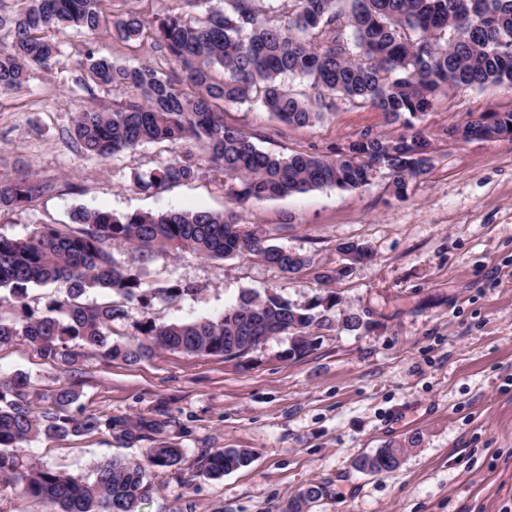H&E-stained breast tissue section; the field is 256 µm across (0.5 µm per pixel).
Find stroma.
Wrapping results in <instances>:
<instances>
[{
  "label": "stroma",
  "mask_w": 512,
  "mask_h": 512,
  "mask_svg": "<svg viewBox=\"0 0 512 512\" xmlns=\"http://www.w3.org/2000/svg\"><path fill=\"white\" fill-rule=\"evenodd\" d=\"M58 38L63 54L51 69L33 70L22 92L0 94V176L32 172L50 186L30 208L0 213V234L69 227L78 206L117 216L232 211L266 243L308 261L289 276L246 253L145 258L113 245L114 259L150 292L126 304L113 341L140 337L150 317H208L241 293L269 290L298 306L336 292L339 312L361 314L367 327L311 329L313 349L294 360L285 357L292 336L284 333L243 360L158 349L131 364L87 352L70 368L16 338L0 346L1 376L29 375L37 409L72 389L70 414L100 420L87 435L33 440L20 449V464L87 477L116 456L183 448L179 465L149 472L151 491L138 512H284L313 483L327 495L310 512H512V137L445 135L470 114L512 109V90L458 86L440 97L421 122L433 168L405 196L394 195L383 169L358 189L241 205L208 169L174 187L137 188L138 178L179 154L176 146L148 143L104 162L82 158L66 137L76 110L110 109L121 97L82 89L76 60L86 40L73 29ZM224 121L258 148L286 155L404 131L382 112L342 99L306 127L282 125L251 102L225 105ZM347 241L370 245L372 256L347 262L338 251ZM177 282L192 293L157 296ZM141 421L152 430L123 441L121 429ZM384 447L404 450L395 471L357 469L361 456ZM226 448L249 450L252 462L212 479L204 457Z\"/></svg>",
  "instance_id": "stroma-1"
}]
</instances>
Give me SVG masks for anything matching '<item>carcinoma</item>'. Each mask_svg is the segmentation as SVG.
Returning a JSON list of instances; mask_svg holds the SVG:
<instances>
[{
	"label": "carcinoma",
	"mask_w": 512,
	"mask_h": 512,
	"mask_svg": "<svg viewBox=\"0 0 512 512\" xmlns=\"http://www.w3.org/2000/svg\"><path fill=\"white\" fill-rule=\"evenodd\" d=\"M0 9V93L28 87L31 70L49 68L62 54L56 32L70 27L90 38L76 61L82 84L125 95L112 110L86 107L76 113L68 139L86 158L106 160L143 143H192L148 179L143 190L193 181L207 163L224 173L236 201L273 200L323 188L358 189L373 172L388 171L398 196L413 179L432 169L429 139L415 121L451 89H512V0H288L279 10L258 0H224V8L200 10L205 0H177L178 7L149 18L135 8L112 20L125 42H147L166 66L136 65L100 53L93 45L103 21V0H14ZM308 82L314 96L288 88V79ZM369 104L408 133L388 139L366 133L347 146L321 154H277L259 149L251 136L224 123L219 105L258 102L277 121L303 127L324 119L335 99ZM512 128V110L481 113L463 135L490 136ZM46 186L31 176L0 179V212L26 208ZM76 230L42 224L23 238L0 234V290L9 292L13 315H0V344L18 336L47 359L69 367L80 349L108 360L136 363L153 348L200 356H225L251 327L275 320L299 343L293 356L311 347L307 329L328 330L339 297L330 293L305 308L275 292L244 295L211 317L143 324V340L112 343V323L124 318V303L144 297L141 278L120 266L111 246L124 243L146 257L159 250H189L201 257L251 253L286 274L293 260L242 229L231 212L170 210L115 216L77 207ZM60 290L36 317L27 299L33 287ZM91 289L111 300L89 306L80 298ZM29 378H0V476L17 497L40 499L48 512H137L149 494L150 469L177 465L183 449L150 448L139 459L114 458L98 464L93 480L47 468L23 470L18 450L44 436L78 435L97 429L94 416L76 417L68 408L70 389L58 391L40 411L27 400ZM400 448H380L358 461L361 471L391 470ZM243 448L206 457L214 479L249 464Z\"/></svg>",
	"instance_id": "obj_1"
}]
</instances>
